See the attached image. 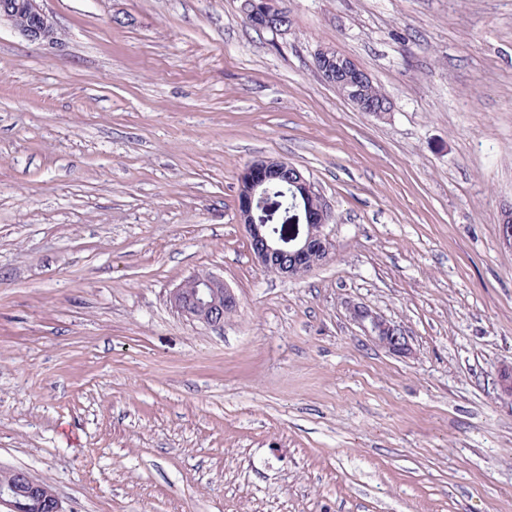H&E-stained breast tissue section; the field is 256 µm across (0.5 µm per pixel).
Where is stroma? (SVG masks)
I'll return each instance as SVG.
<instances>
[{
  "label": "stroma",
  "instance_id": "1",
  "mask_svg": "<svg viewBox=\"0 0 512 512\" xmlns=\"http://www.w3.org/2000/svg\"><path fill=\"white\" fill-rule=\"evenodd\" d=\"M241 3L0 25V467L64 512H512V0H277V33ZM323 46L392 111L322 81ZM258 157L331 208L305 279L237 221ZM194 273L236 293L223 327L170 306ZM351 316L375 343L384 346L394 354H409L410 346L405 330L391 323L381 315L372 312L364 306L350 308ZM19 474L23 477L25 482V491H20L25 493L27 497L32 499H39L40 501H46V512H64L62 510V506L59 498L56 494L52 496H48L44 492V486L41 482L34 481L26 472L19 471Z\"/></svg>",
  "mask_w": 512,
  "mask_h": 512
}]
</instances>
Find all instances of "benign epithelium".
Masks as SVG:
<instances>
[{"instance_id": "obj_1", "label": "benign epithelium", "mask_w": 512, "mask_h": 512, "mask_svg": "<svg viewBox=\"0 0 512 512\" xmlns=\"http://www.w3.org/2000/svg\"><path fill=\"white\" fill-rule=\"evenodd\" d=\"M44 0H0V24L8 23L31 42L56 43V24L43 8ZM247 18H274L279 12L272 0H248L242 6ZM344 55L322 47L315 56V68L327 77V84L345 81L360 86L371 82L369 75L353 70ZM237 219L247 233L252 257L265 271L283 278L300 280L323 264L330 250L325 227L332 212L312 182L294 165L276 159H256L239 175ZM293 192V220L300 230L290 238L271 233L269 220L281 206L278 187ZM172 308L180 315L211 327L224 325V316L235 310L237 298L224 280L210 275H190L169 293ZM351 316L375 343L394 354H407L410 346L405 330L364 306L351 308ZM25 495L46 502V512H63L57 495L48 496L44 486L21 472Z\"/></svg>"}]
</instances>
